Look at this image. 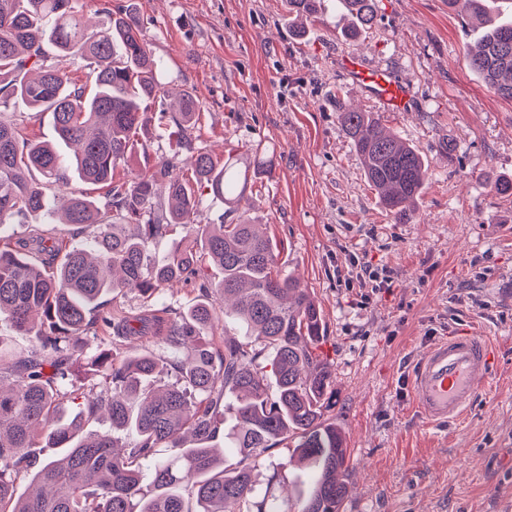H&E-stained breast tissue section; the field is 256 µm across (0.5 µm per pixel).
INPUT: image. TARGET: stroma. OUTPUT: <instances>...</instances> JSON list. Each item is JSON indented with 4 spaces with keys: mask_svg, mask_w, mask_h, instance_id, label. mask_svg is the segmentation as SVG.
I'll return each mask as SVG.
<instances>
[{
    "mask_svg": "<svg viewBox=\"0 0 512 512\" xmlns=\"http://www.w3.org/2000/svg\"><path fill=\"white\" fill-rule=\"evenodd\" d=\"M170 95L203 112L195 143L248 158L259 174L245 208L324 320L332 382L326 412L349 448L342 512H512V100L467 65L479 31L463 0H375L376 20L325 0L296 35L284 0H135ZM364 56L413 89V112H384L337 67ZM373 113L429 169L408 221L386 211L339 121ZM390 287L356 279L352 259ZM470 327L500 364L485 402L435 431L413 406L407 366Z\"/></svg>",
    "mask_w": 512,
    "mask_h": 512,
    "instance_id": "1",
    "label": "stroma"
}]
</instances>
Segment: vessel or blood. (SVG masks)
I'll return each instance as SVG.
<instances>
[{"label": "vessel or blood", "instance_id": "vessel-or-blood-1", "mask_svg": "<svg viewBox=\"0 0 512 512\" xmlns=\"http://www.w3.org/2000/svg\"><path fill=\"white\" fill-rule=\"evenodd\" d=\"M340 65L361 91L393 112H412L416 100L411 87L394 71L374 68L359 56L341 58ZM493 344L482 333L460 332L429 347L410 375L413 403L433 427L458 422L475 406L482 385L494 373Z\"/></svg>", "mask_w": 512, "mask_h": 512}]
</instances>
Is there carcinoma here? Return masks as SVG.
Instances as JSON below:
<instances>
[{
	"label": "carcinoma",
	"instance_id": "1",
	"mask_svg": "<svg viewBox=\"0 0 512 512\" xmlns=\"http://www.w3.org/2000/svg\"><path fill=\"white\" fill-rule=\"evenodd\" d=\"M486 0H466L484 32L467 54L468 66L494 94L512 100V22L491 16ZM322 0H286L288 16L315 17ZM357 22L372 26L375 0H339ZM85 61L78 84L65 66ZM158 63L127 9L111 27L93 32L77 0H0V112L23 104L49 112L58 140L73 148L33 141L0 119V227L25 214L50 224H72L88 246L66 252L33 226L19 243L0 235V316L37 338L34 348L0 357V504L11 512H340L348 449L336 424L324 418L331 383L316 353L322 313L300 279L282 270L271 239L243 210L248 169L238 160H213L193 144L199 104L189 94L178 111L164 107ZM340 120L364 175L394 218L409 217L406 203L422 192V155L379 129L369 112L344 110ZM155 124L168 156L150 162L139 133ZM143 168L121 175L133 155ZM105 190L100 206L82 191L53 200L48 187L68 182V171ZM224 199L229 224L195 222L200 191ZM170 206L158 203V191ZM179 226L183 244L164 260L150 244ZM176 282L199 289L203 300L180 316L166 309L131 317L117 299L137 291L151 300ZM231 303L236 323L262 347L235 339L205 340L216 300ZM106 331L112 347L84 363L103 372L97 391L82 393L66 424L57 404L72 394L74 348ZM155 340L163 355L132 350V337ZM270 357L269 382L262 355ZM234 415L224 426L219 409ZM106 418L109 426L84 425ZM60 452L38 459L37 441ZM225 443L231 453L219 452ZM286 443L290 456L273 463L267 452ZM273 468L269 489H256L255 471ZM301 466L312 475L298 510L272 491L281 472ZM32 472L34 489L18 478ZM149 477L157 493L142 492Z\"/></svg>",
	"mask_w": 512,
	"mask_h": 512
}]
</instances>
